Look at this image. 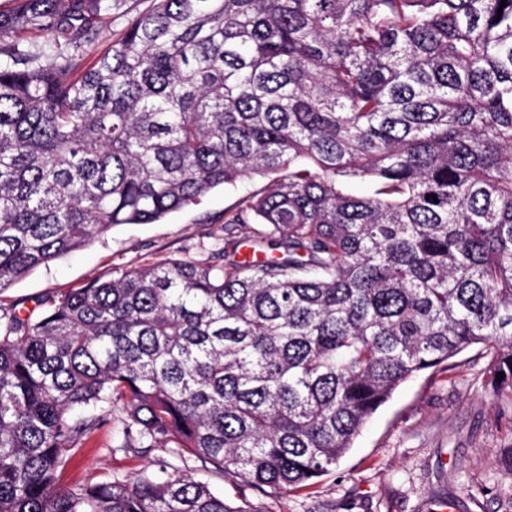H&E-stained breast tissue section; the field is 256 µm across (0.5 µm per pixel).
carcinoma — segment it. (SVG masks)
<instances>
[{"mask_svg":"<svg viewBox=\"0 0 512 512\" xmlns=\"http://www.w3.org/2000/svg\"><path fill=\"white\" fill-rule=\"evenodd\" d=\"M124 3L0 12V39L53 32L0 45V289L275 178L216 260L0 323V512H258L164 460L162 479L63 488L106 408L122 448L304 490L400 385L473 345L512 399V0H152L75 75ZM240 224L279 254L240 256Z\"/></svg>","mask_w":512,"mask_h":512,"instance_id":"cac0c4a2","label":"carcinoma"}]
</instances>
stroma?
I'll use <instances>...</instances> for the list:
<instances>
[{
  "label": "stroma",
  "mask_w": 512,
  "mask_h": 512,
  "mask_svg": "<svg viewBox=\"0 0 512 512\" xmlns=\"http://www.w3.org/2000/svg\"><path fill=\"white\" fill-rule=\"evenodd\" d=\"M256 176L213 190L199 204L154 224H121L92 245L30 271L0 290V315L28 312L56 292L159 261L211 260L224 243V223L262 189ZM472 346L444 373L429 371L402 384L381 406L336 469L303 492L248 491L268 512H512V407L476 379L487 361ZM161 449L141 453L112 445V428L96 431L72 458L61 483L71 487L172 460Z\"/></svg>",
  "instance_id": "35a3bbf8"
}]
</instances>
